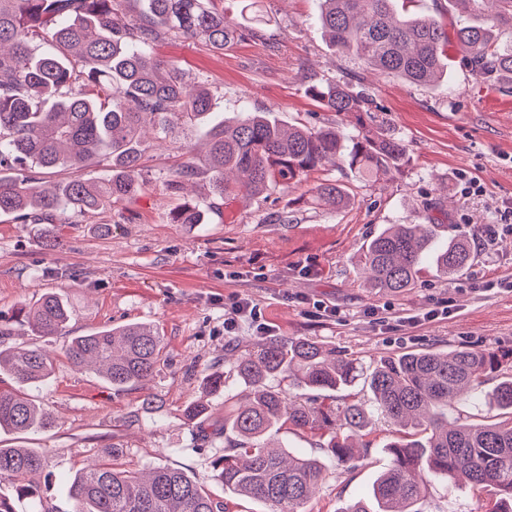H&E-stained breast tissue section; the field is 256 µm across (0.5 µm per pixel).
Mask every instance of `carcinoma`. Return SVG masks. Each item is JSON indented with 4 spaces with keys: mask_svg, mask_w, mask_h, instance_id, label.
<instances>
[{
    "mask_svg": "<svg viewBox=\"0 0 512 512\" xmlns=\"http://www.w3.org/2000/svg\"><path fill=\"white\" fill-rule=\"evenodd\" d=\"M116 0H0V215L38 225L41 245H59L55 216L86 214L142 190V134L165 140L177 121L204 123L209 150L204 168L193 158L166 177L174 195L182 184L206 174L212 194L235 190L250 196L301 183L329 163L364 175L397 170L407 161L405 143L389 134L345 137L332 126L283 128L264 112L230 121L212 119L210 93L190 85L177 67L153 57L154 45L170 38H199L218 50L234 40L258 36L262 16L240 27L224 19L213 0H142L139 19L128 21ZM466 17L448 28L428 16L399 15L394 0H321L319 21L335 51L357 57L370 71L430 88L448 77L447 48L458 47L460 64L486 88L512 96V0H458ZM48 38L53 50L35 40ZM308 95L330 112L355 113L359 126L374 120L371 100L347 84L312 86ZM108 162L100 182L80 177L41 185L35 174L80 170ZM325 207L351 202L349 187L326 180L313 188ZM206 213L184 203L176 224H203ZM439 224H392L374 236L360 255L369 287L402 293L412 288L426 262L446 276L465 271L475 259L474 238L443 237ZM71 312L59 294H43L25 312V325L38 336H58ZM66 356L88 367L112 389L150 380L163 361V338L151 326L130 323L75 336ZM512 354L460 348L382 356L368 372L354 359L315 340L269 338L238 356L229 370L205 377L209 393L228 391L229 379L250 390L249 401L224 418V454L212 461L215 479L228 491L262 500L271 512H304L325 478L320 459L270 450V441L289 423L314 437L340 463L365 452L354 437L372 417L382 416L425 434L422 440L387 445L388 468L373 483L368 500L341 512H419L427 479L464 474L478 489L497 496L490 512H512ZM53 371L49 353L14 346L0 349V375L13 387L0 389V429L45 430L49 413L36 405L29 388L47 385ZM309 396L292 398L276 388L279 379ZM498 383L484 401L501 411L495 422L448 424L444 407L485 379ZM362 380L371 409L353 402L332 407L322 395ZM213 416L210 400L197 397L183 408L196 438L209 442L203 423ZM123 448L112 444L78 471L69 486L72 512H224L194 478L175 468L143 475L116 466ZM45 457L37 448H0V481L13 496L0 494V512H15L13 498L40 499L38 479Z\"/></svg>",
    "mask_w": 512,
    "mask_h": 512,
    "instance_id": "cac0c4a2",
    "label": "carcinoma"
}]
</instances>
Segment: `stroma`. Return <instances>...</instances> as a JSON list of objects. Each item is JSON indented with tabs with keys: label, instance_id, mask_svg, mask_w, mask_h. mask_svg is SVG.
<instances>
[{
	"label": "stroma",
	"instance_id": "stroma-1",
	"mask_svg": "<svg viewBox=\"0 0 512 512\" xmlns=\"http://www.w3.org/2000/svg\"><path fill=\"white\" fill-rule=\"evenodd\" d=\"M265 10L261 37L217 51L199 40L166 39L154 47L191 83L214 97L217 117L272 112L283 124L334 125L357 134L354 117L325 111L307 95L311 82L341 81L369 89L386 133L404 141L408 160L375 182L351 170L322 166L301 187L259 197L215 200L207 178L171 194L166 174L194 153L204 163L207 138L196 123L181 125L142 160L146 184L126 200L83 216H58L63 242L43 249L35 225L0 216V314L12 316L41 295L66 296L72 311L61 336L29 335L15 327L0 347L27 345L49 351L54 373L32 389L51 413L52 428L34 433L0 431V447L42 449V504L72 512L69 478L100 449L122 445V467L177 468L215 497L224 512H270L268 504L225 491L213 477V449L197 450L182 410L199 395L204 378L223 368L228 350L244 353L259 343L255 327L239 322L224 332V306L237 299L256 306L271 337L310 338L343 351L364 367L382 356L433 347L512 349V234L477 247L472 265L447 277L424 265L414 288L402 294L370 289L359 256L368 240L391 224H442L447 234L495 224L512 209V97L477 87L452 65L450 84L416 87L378 78L357 60L335 53L323 35L319 0H258ZM478 190L463 194L465 179ZM331 179L347 184L354 200L337 212L311 192ZM207 207L203 224H177L179 204ZM335 308L319 316L317 303ZM448 308L434 320L425 314ZM156 326L166 362L143 386L115 391L94 373L74 369L65 355L71 337L129 323ZM154 407L143 410L145 399ZM365 456L345 464L326 460L327 476L309 512H340L368 495L389 463L392 426L376 420ZM492 497L465 481L431 482L423 512H486Z\"/></svg>",
	"mask_w": 512,
	"mask_h": 512
}]
</instances>
